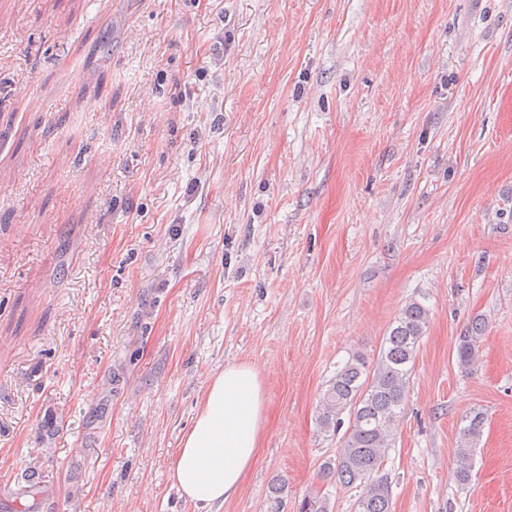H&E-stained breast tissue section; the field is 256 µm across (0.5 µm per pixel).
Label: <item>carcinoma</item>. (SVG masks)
<instances>
[{
	"instance_id": "1",
	"label": "carcinoma",
	"mask_w": 512,
	"mask_h": 512,
	"mask_svg": "<svg viewBox=\"0 0 512 512\" xmlns=\"http://www.w3.org/2000/svg\"><path fill=\"white\" fill-rule=\"evenodd\" d=\"M431 309L417 299L401 307L383 337L377 355L352 353L336 367L320 395L317 426L324 436L346 430L335 457L319 467L323 481L360 489L355 512H391L390 484L382 473L393 445V429L408 397L417 350L426 335ZM483 318H475L458 336L456 360L462 368L475 364L478 343L486 331ZM454 481L467 485L472 478L473 456L483 433L484 416L474 412L463 419ZM299 512H331L329 498L319 492L306 495Z\"/></svg>"
}]
</instances>
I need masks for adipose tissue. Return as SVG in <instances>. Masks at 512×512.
I'll list each match as a JSON object with an SVG mask.
<instances>
[{"instance_id": "ef3b65f1", "label": "adipose tissue", "mask_w": 512, "mask_h": 512, "mask_svg": "<svg viewBox=\"0 0 512 512\" xmlns=\"http://www.w3.org/2000/svg\"><path fill=\"white\" fill-rule=\"evenodd\" d=\"M266 422V397L247 363L214 374L180 440L170 479L188 501L211 512L239 491L255 462Z\"/></svg>"}]
</instances>
